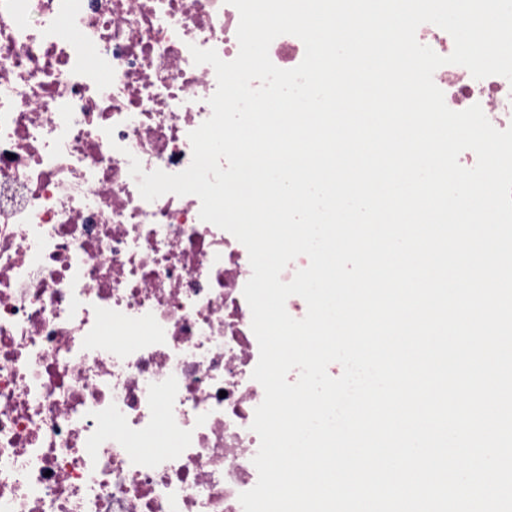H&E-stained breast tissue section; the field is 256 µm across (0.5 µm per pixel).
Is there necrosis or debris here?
Listing matches in <instances>:
<instances>
[{"label": "necrosis or debris", "instance_id": "1", "mask_svg": "<svg viewBox=\"0 0 512 512\" xmlns=\"http://www.w3.org/2000/svg\"><path fill=\"white\" fill-rule=\"evenodd\" d=\"M238 24L226 0H0V512H243L248 252L130 174L190 165L217 88L190 49L234 60ZM433 79L512 126L511 80Z\"/></svg>", "mask_w": 512, "mask_h": 512}]
</instances>
